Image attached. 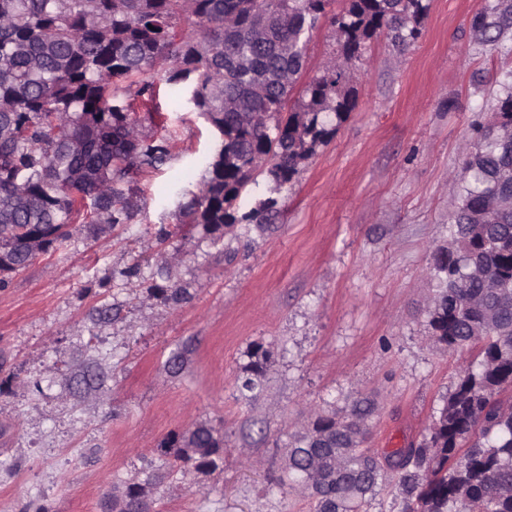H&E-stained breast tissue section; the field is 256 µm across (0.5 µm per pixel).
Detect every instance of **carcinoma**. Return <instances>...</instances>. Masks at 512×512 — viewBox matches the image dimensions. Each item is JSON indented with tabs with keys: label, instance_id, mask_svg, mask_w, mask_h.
<instances>
[{
	"label": "carcinoma",
	"instance_id": "obj_1",
	"mask_svg": "<svg viewBox=\"0 0 512 512\" xmlns=\"http://www.w3.org/2000/svg\"><path fill=\"white\" fill-rule=\"evenodd\" d=\"M280 0H0V284L29 265L25 239L43 254L66 240L72 224H125L141 181L172 156L168 138L142 133L137 100H154L143 78L161 67L171 98L182 99L224 133L205 159L206 176L181 206L179 223L210 232L269 220L277 200L244 209L246 187L263 175L271 191L299 174L336 134L354 106L348 62L384 33L398 44L418 36L423 0H290L288 23L252 34L254 13ZM330 17L341 67L302 84L306 47ZM512 16L477 12L472 27L499 42ZM499 124L480 131L476 154L459 175V204L448 243L433 253L437 306L426 311L436 343L468 350L437 426L381 465L357 423L374 408L356 399L345 413L310 410L307 431L288 449L280 484L309 491L313 512H368L387 472L397 476L401 512H512V87L498 98ZM258 346L241 390L264 374ZM161 443L166 463L212 471L224 439L201 426ZM158 475L145 472L112 489V512H149Z\"/></svg>",
	"mask_w": 512,
	"mask_h": 512
}]
</instances>
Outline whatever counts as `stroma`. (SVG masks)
I'll return each mask as SVG.
<instances>
[{
    "instance_id": "1",
    "label": "stroma",
    "mask_w": 512,
    "mask_h": 512,
    "mask_svg": "<svg viewBox=\"0 0 512 512\" xmlns=\"http://www.w3.org/2000/svg\"><path fill=\"white\" fill-rule=\"evenodd\" d=\"M424 3L417 39L378 37L350 62L356 106L270 222L220 236L176 221L215 135L148 72L161 91L156 109L137 106L144 130L176 147L142 182L133 218L71 226L0 288V512L31 500L102 512L165 439L202 424L224 436L223 468L169 472L155 512H312L306 492L279 483L288 443L309 409L357 397L377 405L378 457L421 440L465 359L430 337L432 252L512 72V28L500 50L471 25L512 0ZM149 288L157 296L142 299ZM178 288L188 296L175 303ZM256 344L270 360L249 402L238 379Z\"/></svg>"
}]
</instances>
